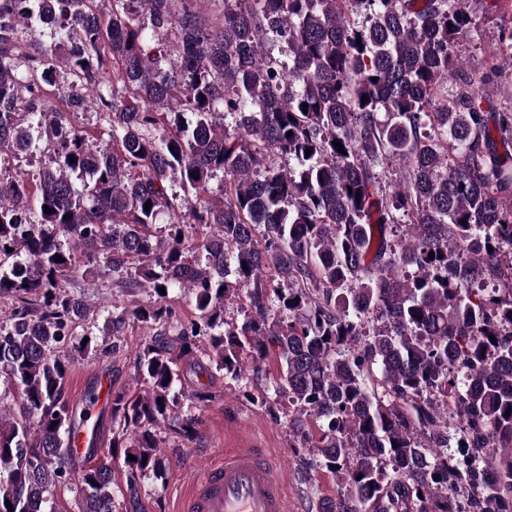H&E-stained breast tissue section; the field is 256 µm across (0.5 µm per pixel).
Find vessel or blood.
I'll return each mask as SVG.
<instances>
[{"label":"vessel or blood","mask_w":512,"mask_h":512,"mask_svg":"<svg viewBox=\"0 0 512 512\" xmlns=\"http://www.w3.org/2000/svg\"><path fill=\"white\" fill-rule=\"evenodd\" d=\"M184 512H291L280 467L265 449L236 448L196 470Z\"/></svg>","instance_id":"1"}]
</instances>
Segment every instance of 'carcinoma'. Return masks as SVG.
<instances>
[{"label":"carcinoma","instance_id":"cac0c4a2","mask_svg":"<svg viewBox=\"0 0 512 512\" xmlns=\"http://www.w3.org/2000/svg\"><path fill=\"white\" fill-rule=\"evenodd\" d=\"M200 2L0 0V156L48 158L30 179L0 169V373L18 391L0 512H54L70 478L64 386L96 337L74 341L90 308L67 284L102 271L150 292L112 315L114 339L152 330L133 355L147 390L112 392L130 482L168 466L157 427L193 433L175 386L204 340L199 368L237 381L280 357L295 447L336 477L319 512H512V101L494 105L498 64L452 84L467 0ZM493 57L512 61V29ZM109 66L106 125L86 133L68 116ZM52 88L68 111L44 107ZM78 482V512H115L112 464Z\"/></svg>","mask_w":512,"mask_h":512}]
</instances>
